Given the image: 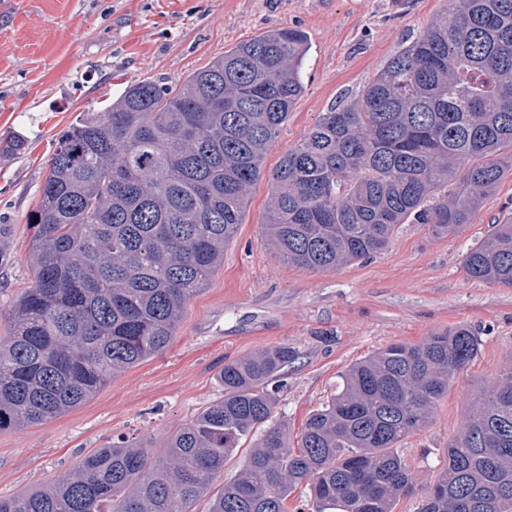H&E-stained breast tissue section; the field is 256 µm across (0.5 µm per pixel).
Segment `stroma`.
Masks as SVG:
<instances>
[{"mask_svg":"<svg viewBox=\"0 0 512 512\" xmlns=\"http://www.w3.org/2000/svg\"><path fill=\"white\" fill-rule=\"evenodd\" d=\"M447 0H0V139L26 140L0 156V336L30 284L26 219L39 199L54 141L88 109L135 80L176 81L268 28L303 30L305 91L250 189L224 263L193 296L159 355L130 368L89 401L37 426L0 431V497L71 472L125 435L165 448L184 422L222 398L225 363L278 345L295 359L268 385L275 422L297 444L304 423L352 364L394 342L417 343L460 324L482 338L430 425L404 443L414 491L395 512H415L480 385L512 366V288L468 278L463 260L495 222L512 217V175L458 233L399 225L371 259L314 272L277 257L260 226L268 175L321 112L356 95Z\"/></svg>","mask_w":512,"mask_h":512,"instance_id":"stroma-1","label":"stroma"}]
</instances>
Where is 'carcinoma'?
Here are the masks:
<instances>
[{"instance_id":"cac0c4a2","label":"carcinoma","mask_w":512,"mask_h":512,"mask_svg":"<svg viewBox=\"0 0 512 512\" xmlns=\"http://www.w3.org/2000/svg\"><path fill=\"white\" fill-rule=\"evenodd\" d=\"M372 82L325 112L269 178L262 233L284 260L335 270L401 224L457 233L512 172V0H450ZM307 34L272 27L183 80L134 81L57 139L28 215L31 285L0 340V430L51 421L162 352L224 263L247 192L304 93ZM512 287V217L464 257ZM481 337L458 326L351 365L298 448L266 383L286 346L224 365V396L161 454L121 438L0 512H394L413 490L402 445L430 424ZM268 425L238 476L224 464ZM416 512H512V367L482 388Z\"/></svg>"}]
</instances>
